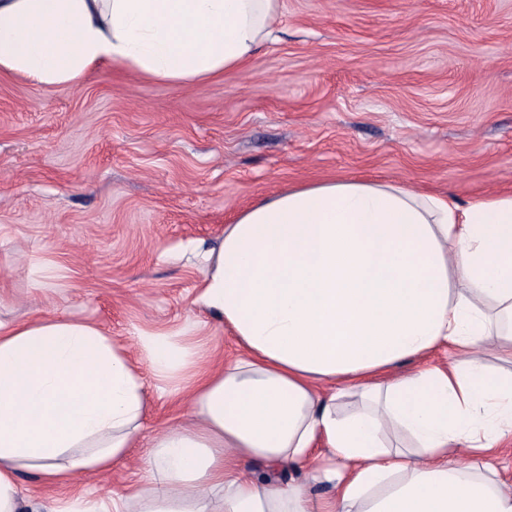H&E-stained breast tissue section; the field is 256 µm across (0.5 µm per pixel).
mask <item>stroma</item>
I'll list each match as a JSON object with an SVG mask.
<instances>
[{
	"label": "stroma",
	"mask_w": 512,
	"mask_h": 512,
	"mask_svg": "<svg viewBox=\"0 0 512 512\" xmlns=\"http://www.w3.org/2000/svg\"><path fill=\"white\" fill-rule=\"evenodd\" d=\"M275 38L242 68L176 86L120 69L80 86L0 77V322L90 321L137 351L145 332L240 355L192 300L254 201L328 179L405 183L467 202L512 194V0H282ZM139 441L45 502L120 497L190 408L140 363Z\"/></svg>",
	"instance_id": "stroma-1"
}]
</instances>
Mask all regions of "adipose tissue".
<instances>
[{"label":"adipose tissue","mask_w":512,"mask_h":512,"mask_svg":"<svg viewBox=\"0 0 512 512\" xmlns=\"http://www.w3.org/2000/svg\"><path fill=\"white\" fill-rule=\"evenodd\" d=\"M281 0H0V74L79 85L105 67L185 85L244 65ZM193 303L242 350L201 365L182 333L145 334L139 359L96 324H0V512L17 479L58 485L111 467L138 441L147 395L136 365L192 409L146 460L148 482L105 507L51 501L30 512H512L488 457L512 435V195L469 204L402 183L328 180L255 201L201 251ZM459 362L383 379L441 347ZM360 404L341 415L337 402ZM413 448L387 446L386 422ZM466 447L483 460L459 465ZM324 459L321 498L255 476Z\"/></svg>","instance_id":"ef3b65f1"}]
</instances>
